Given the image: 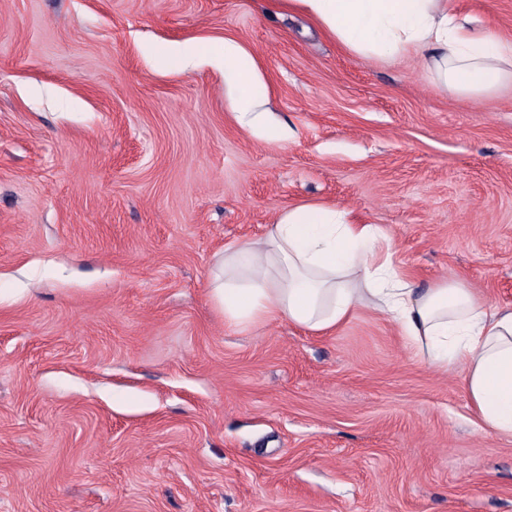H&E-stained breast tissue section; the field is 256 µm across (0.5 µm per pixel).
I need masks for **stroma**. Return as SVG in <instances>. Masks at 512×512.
I'll use <instances>...</instances> for the list:
<instances>
[{
	"mask_svg": "<svg viewBox=\"0 0 512 512\" xmlns=\"http://www.w3.org/2000/svg\"><path fill=\"white\" fill-rule=\"evenodd\" d=\"M450 3L512 40V0ZM227 38L287 140L238 122ZM307 202L512 308V90L460 97L274 0H0V512H512L463 369L369 308L325 334L212 308L225 243Z\"/></svg>",
	"mask_w": 512,
	"mask_h": 512,
	"instance_id": "35a3bbf8",
	"label": "stroma"
}]
</instances>
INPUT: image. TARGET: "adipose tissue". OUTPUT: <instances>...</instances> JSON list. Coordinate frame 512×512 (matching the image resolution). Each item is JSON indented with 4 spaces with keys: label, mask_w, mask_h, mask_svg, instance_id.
I'll return each instance as SVG.
<instances>
[{
    "label": "adipose tissue",
    "mask_w": 512,
    "mask_h": 512,
    "mask_svg": "<svg viewBox=\"0 0 512 512\" xmlns=\"http://www.w3.org/2000/svg\"><path fill=\"white\" fill-rule=\"evenodd\" d=\"M310 17L347 52L365 60L416 55L435 81L464 98L512 81V43L474 29L448 0H276ZM233 90L241 125L269 142L284 138L259 106L267 87L254 58L233 39L213 50ZM375 224L318 203L289 207L255 241L225 244L209 299L225 326L285 321L327 333L370 307L440 370L465 368L468 406L480 431L512 438V309L488 306L455 276L429 286L408 281L378 244Z\"/></svg>",
    "instance_id": "adipose-tissue-1"
}]
</instances>
